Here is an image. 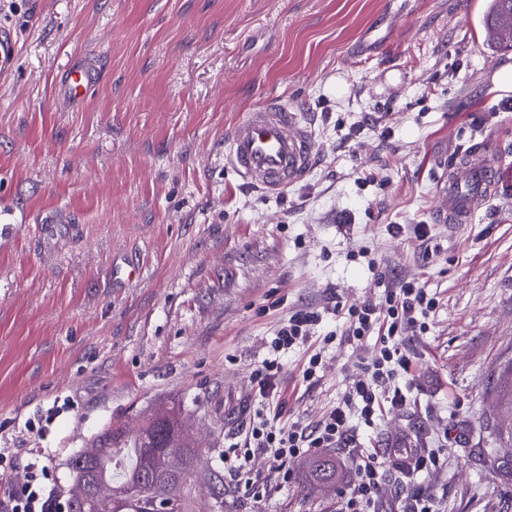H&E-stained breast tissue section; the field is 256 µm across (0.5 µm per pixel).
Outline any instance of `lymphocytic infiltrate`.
Instances as JSON below:
<instances>
[{"instance_id":"obj_1","label":"lymphocytic infiltrate","mask_w":512,"mask_h":512,"mask_svg":"<svg viewBox=\"0 0 512 512\" xmlns=\"http://www.w3.org/2000/svg\"><path fill=\"white\" fill-rule=\"evenodd\" d=\"M435 307L434 298L415 281L385 286L383 297L377 302L368 300L349 306L335 301L332 312L345 316L349 340L361 344L368 338H375L378 355L365 367L363 378L351 386L344 399L314 428L292 424L284 429L277 425L278 413L259 411L243 438L224 450V470L240 479L241 492L256 497L267 487V477L251 466L255 450L267 455L271 473L285 482L289 479L286 469L289 460L318 449L338 447L346 440L352 419L370 424L384 410L404 407L408 401V383L413 376L411 360L401 341L408 334L426 332V319ZM319 320L316 312L298 310L280 324L270 343L269 357L252 373L253 383L263 399H272L277 393L281 354L305 343ZM346 454L354 466V476L340 491L344 512H375L385 463L365 455L359 448L347 449ZM47 475L46 467L30 464L23 482L0 497V512H59L60 502L55 492L45 485Z\"/></svg>"}]
</instances>
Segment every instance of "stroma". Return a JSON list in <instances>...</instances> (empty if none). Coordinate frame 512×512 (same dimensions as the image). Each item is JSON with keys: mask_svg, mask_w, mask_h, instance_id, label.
I'll return each instance as SVG.
<instances>
[{"mask_svg": "<svg viewBox=\"0 0 512 512\" xmlns=\"http://www.w3.org/2000/svg\"><path fill=\"white\" fill-rule=\"evenodd\" d=\"M486 0H0L18 55L0 74V496L29 463L67 499L68 462L107 429L132 434L172 405L192 416L198 467L223 472L224 406L262 408L253 369L284 319L322 320L284 359L281 425L315 426L364 374L339 299H378L373 269L436 300L406 338L409 404L364 453L438 451L407 476L387 461L379 512L429 493L436 512H512V50L487 44ZM100 71L54 104L69 63ZM276 96L314 120L317 162L277 195L224 166L226 131ZM495 194L441 224L439 179L482 140ZM403 225L401 234L388 232ZM429 235L418 240L414 225ZM263 496L224 481V512H339L298 460ZM444 458L437 451L420 452L408 466V473L413 476L420 472L435 471L443 467Z\"/></svg>", "mask_w": 512, "mask_h": 512, "instance_id": "35a3bbf8", "label": "stroma"}]
</instances>
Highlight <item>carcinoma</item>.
<instances>
[{"label":"carcinoma","instance_id":"cac0c4a2","mask_svg":"<svg viewBox=\"0 0 512 512\" xmlns=\"http://www.w3.org/2000/svg\"><path fill=\"white\" fill-rule=\"evenodd\" d=\"M489 45L512 48V38L502 33L512 30V0H490L484 18ZM179 448L182 455L183 489L174 499L171 512H197L198 499L211 488L212 480L199 474L196 461L200 448L190 435L189 417L173 407L162 416L149 418L140 434L129 438L121 428L102 435L91 448L72 457L69 470L87 472L91 483L111 487V497H90L68 512H157L156 501L169 494L171 475L166 465V449ZM312 482L322 488L336 485L340 474L336 460L327 456L302 461Z\"/></svg>","mask_w":512,"mask_h":512}]
</instances>
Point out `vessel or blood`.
<instances>
[{"label": "vessel or blood", "mask_w": 512, "mask_h": 512, "mask_svg": "<svg viewBox=\"0 0 512 512\" xmlns=\"http://www.w3.org/2000/svg\"><path fill=\"white\" fill-rule=\"evenodd\" d=\"M17 43L11 28L0 27V74L15 64ZM94 65L68 66L60 75L58 92L68 103L83 101L95 88ZM490 142L468 153L464 162L451 166L439 184L442 201L436 217L442 224H466L490 196L495 183L487 159ZM314 133L307 115L267 98L234 124L226 136L224 164L245 183L277 194L299 182L313 167Z\"/></svg>", "instance_id": "vessel-or-blood-1"}]
</instances>
